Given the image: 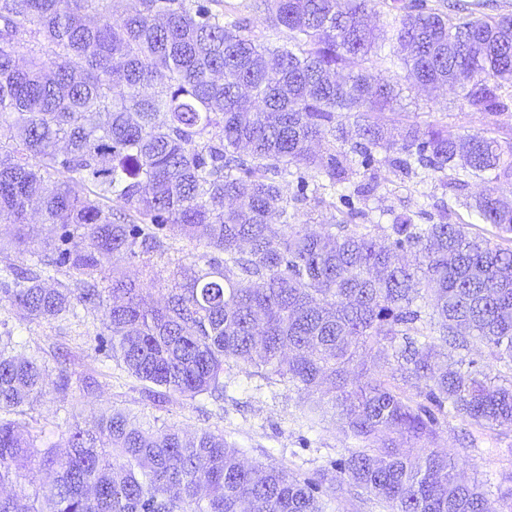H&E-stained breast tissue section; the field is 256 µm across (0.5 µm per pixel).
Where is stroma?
Wrapping results in <instances>:
<instances>
[{
    "instance_id": "stroma-1",
    "label": "stroma",
    "mask_w": 512,
    "mask_h": 512,
    "mask_svg": "<svg viewBox=\"0 0 512 512\" xmlns=\"http://www.w3.org/2000/svg\"><path fill=\"white\" fill-rule=\"evenodd\" d=\"M224 13L249 20V33L257 42L280 46L283 34L268 22L264 0H224ZM503 106L494 113L476 112L461 89L447 87L434 94L403 89L394 111L385 113L389 126L405 123L436 124L458 136L481 132L496 138L503 149L512 148V87L501 91ZM392 152L373 150L371 160L356 164L352 186L362 194L347 198H320L316 181L305 189L295 183L284 186L290 196V220L305 224L313 231L337 224L348 214L357 223L372 224L379 237H387L388 226L399 214H408L417 224H436L441 220L471 225L473 232L491 233L490 225L479 223L469 205L488 188L494 187L512 199V176L502 171L489 173L487 179L460 180L456 171L435 173L419 180L402 173L391 163ZM36 238L26 251L11 247L12 227L0 224V268L8 264L34 266L44 241L57 239L61 228L55 224H36ZM197 250L192 244L167 241L163 250L150 254L148 261L123 262V270L138 276L143 263H150L155 274L154 296L163 299L177 278L180 267L193 263ZM12 331L30 348L40 350L50 370L66 369V391L48 390L25 422L42 429L52 441H60L71 425L75 409L84 415L97 413L111 404L141 413L189 431L210 428L222 431L225 439L240 448L254 463L286 468L299 479L321 483L323 477H336L334 463L357 448L355 440L345 438L332 418L310 422L306 408L318 402L319 394L304 395L287 381L266 382L252 370L236 364L224 370V404L205 400H178L163 405L147 401L142 385L117 369L98 349L102 331L100 315L91 310L79 318L58 322H32L18 308L0 305V333ZM94 377L96 385L85 388V377ZM437 448L458 462L462 476L478 484L488 501L489 512H507L512 507L506 493L512 489V428H482L451 413L439 419Z\"/></svg>"
}]
</instances>
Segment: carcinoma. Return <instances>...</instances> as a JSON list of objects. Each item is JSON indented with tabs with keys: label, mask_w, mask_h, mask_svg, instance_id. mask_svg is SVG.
<instances>
[{
	"label": "carcinoma",
	"mask_w": 512,
	"mask_h": 512,
	"mask_svg": "<svg viewBox=\"0 0 512 512\" xmlns=\"http://www.w3.org/2000/svg\"><path fill=\"white\" fill-rule=\"evenodd\" d=\"M0 0V223L29 243L27 211L63 229L48 265L0 282V302L28 319L101 313L108 357L155 403L224 396V366L257 369L305 392L324 389L347 437L365 443L336 463L342 482L387 512H487L484 494L433 448L445 406L473 424L512 427V382L496 384L462 351L476 344L512 371V200L489 188L470 205L493 236L467 224L398 217L390 245L367 224L322 233L288 221L282 183L332 193L355 173L350 153L481 177L512 171L497 139L434 125L388 126L398 82L465 91L475 112L512 83V16L460 17L395 0L392 25L365 24L376 0H268L297 50L258 43L224 21L223 0ZM389 43L397 80L369 62ZM248 86L250 96L241 95ZM353 120L351 150L345 122ZM166 240L205 248L162 304L154 278L121 263ZM414 248L421 261L399 264ZM112 275L111 287L100 281ZM390 379L352 382L359 351ZM424 382L418 395L401 386ZM55 381L29 346L0 335V512H326L319 485L242 459L224 435H186L111 406L64 440L14 419ZM419 448L412 455L402 448Z\"/></svg>",
	"instance_id": "cac0c4a2"
}]
</instances>
